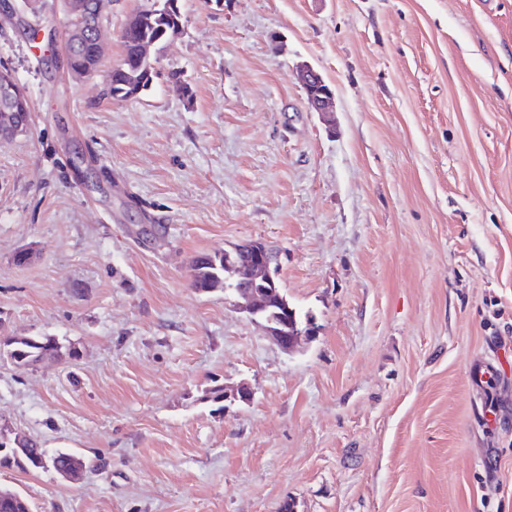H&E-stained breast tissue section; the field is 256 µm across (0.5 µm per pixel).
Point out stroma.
I'll return each mask as SVG.
<instances>
[{
	"label": "stroma",
	"instance_id": "stroma-1",
	"mask_svg": "<svg viewBox=\"0 0 512 512\" xmlns=\"http://www.w3.org/2000/svg\"><path fill=\"white\" fill-rule=\"evenodd\" d=\"M8 2L31 112L0 143V336L65 353L0 358V434L87 467L0 485L33 512H512V409L483 428L469 378L497 345L512 380V0H179L128 101L70 73L61 0ZM142 2L112 0L104 67ZM255 241L318 326L294 352L190 284ZM306 97L317 112H329L333 107L334 93L322 76L311 66L302 67L297 74ZM19 338V341L16 340ZM22 338L19 336H9V337H1V341L4 342H13L15 348L20 349L22 354H30L29 359H33L34 357L49 354L50 356H56L59 354L61 348L60 343L52 336H45L36 338L39 341L38 345H30L25 343Z\"/></svg>",
	"mask_w": 512,
	"mask_h": 512
}]
</instances>
